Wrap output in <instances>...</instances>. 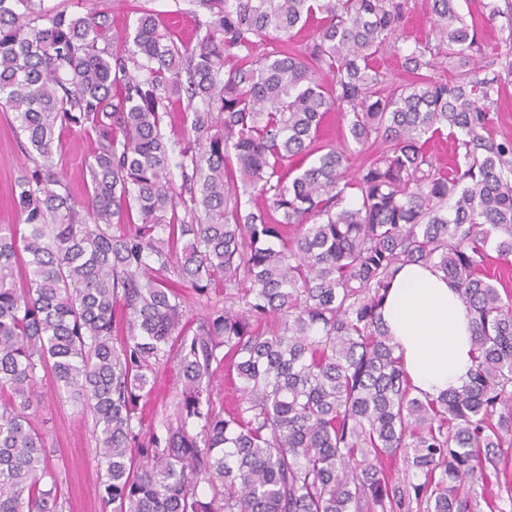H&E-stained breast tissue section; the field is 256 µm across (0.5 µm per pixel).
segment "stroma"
<instances>
[{
  "instance_id": "stroma-1",
  "label": "stroma",
  "mask_w": 512,
  "mask_h": 512,
  "mask_svg": "<svg viewBox=\"0 0 512 512\" xmlns=\"http://www.w3.org/2000/svg\"><path fill=\"white\" fill-rule=\"evenodd\" d=\"M487 2L460 0V6L466 19L478 23L481 42L489 50L512 32V24L503 17L489 19ZM51 3L80 15L90 11L108 15L113 30L118 32L134 29L139 10L146 8L154 11L159 21L169 22L174 40L183 43L199 37V23L207 16L199 0H51ZM13 119L12 112L0 111V224L22 221L13 188L25 174L28 163L18 147ZM88 152L87 141L72 134L61 137L57 145L58 170L78 198L85 194L84 163ZM156 371V388L146 410L158 423L175 416L181 384L174 361H159ZM37 395L32 423L37 428L48 429L53 438L50 462L60 473L61 490L68 501L66 512H105L97 492L103 471L97 464V440L90 416L58 395L51 378L42 379Z\"/></svg>"
}]
</instances>
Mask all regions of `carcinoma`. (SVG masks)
<instances>
[{
  "mask_svg": "<svg viewBox=\"0 0 512 512\" xmlns=\"http://www.w3.org/2000/svg\"><path fill=\"white\" fill-rule=\"evenodd\" d=\"M201 2L205 33L179 46L150 10L120 35L106 15L0 0V106L33 164L23 225L0 224V512L65 509L31 422L42 374L90 414L111 512H512V289L488 250L512 268V140L489 132L512 4L490 7L508 49L479 78L459 0H433L404 49L408 0ZM387 47L416 79L383 94ZM446 61L453 81L428 75ZM335 110L345 136L326 143ZM65 132L90 145L82 201L56 169ZM446 139L445 170L430 143ZM410 263L454 281L474 325L469 379L439 396L414 392L382 322ZM181 288L224 306L186 323ZM171 355L177 416L145 433Z\"/></svg>",
  "mask_w": 512,
  "mask_h": 512,
  "instance_id": "1",
  "label": "carcinoma"
}]
</instances>
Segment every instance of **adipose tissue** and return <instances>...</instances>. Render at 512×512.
<instances>
[{"instance_id":"adipose-tissue-1","label":"adipose tissue","mask_w":512,"mask_h":512,"mask_svg":"<svg viewBox=\"0 0 512 512\" xmlns=\"http://www.w3.org/2000/svg\"><path fill=\"white\" fill-rule=\"evenodd\" d=\"M382 320L418 391L436 396L468 380L473 325L441 271L430 265L403 266L386 295Z\"/></svg>"}]
</instances>
